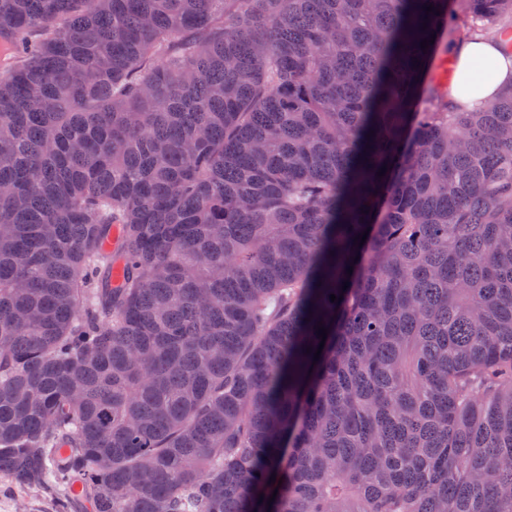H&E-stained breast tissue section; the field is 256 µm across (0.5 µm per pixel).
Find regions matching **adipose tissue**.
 <instances>
[{
  "label": "adipose tissue",
  "mask_w": 512,
  "mask_h": 512,
  "mask_svg": "<svg viewBox=\"0 0 512 512\" xmlns=\"http://www.w3.org/2000/svg\"><path fill=\"white\" fill-rule=\"evenodd\" d=\"M451 56V94L469 107L484 106L512 86V49L501 40L465 39L453 47Z\"/></svg>",
  "instance_id": "1"
}]
</instances>
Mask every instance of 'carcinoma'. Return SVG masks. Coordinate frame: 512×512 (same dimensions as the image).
I'll return each instance as SVG.
<instances>
[{"instance_id": "obj_1", "label": "carcinoma", "mask_w": 512, "mask_h": 512, "mask_svg": "<svg viewBox=\"0 0 512 512\" xmlns=\"http://www.w3.org/2000/svg\"><path fill=\"white\" fill-rule=\"evenodd\" d=\"M509 15L0 0V473L92 512H512V87L424 84Z\"/></svg>"}]
</instances>
